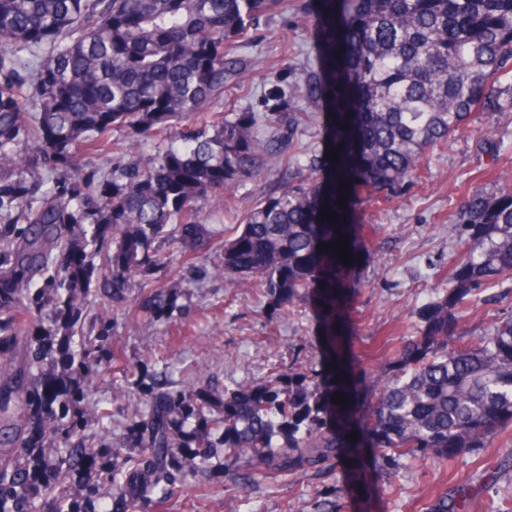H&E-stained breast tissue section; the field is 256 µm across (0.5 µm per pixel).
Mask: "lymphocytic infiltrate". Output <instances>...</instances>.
Masks as SVG:
<instances>
[{"label":"lymphocytic infiltrate","instance_id":"1","mask_svg":"<svg viewBox=\"0 0 512 512\" xmlns=\"http://www.w3.org/2000/svg\"><path fill=\"white\" fill-rule=\"evenodd\" d=\"M33 343L47 368L41 388L32 396L28 435L18 461L9 476L0 478V512H32L36 503L48 498L65 468L70 471L66 512H87L108 468L103 450L81 445L71 448L68 461H61L57 450L48 446L43 425L59 415L67 419L70 432H79L85 422L90 368H74L65 337L37 336Z\"/></svg>","mask_w":512,"mask_h":512}]
</instances>
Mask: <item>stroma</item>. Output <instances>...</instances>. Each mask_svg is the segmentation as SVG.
Returning a JSON list of instances; mask_svg holds the SVG:
<instances>
[{
	"mask_svg": "<svg viewBox=\"0 0 512 512\" xmlns=\"http://www.w3.org/2000/svg\"><path fill=\"white\" fill-rule=\"evenodd\" d=\"M247 64L245 81L229 79L224 95L209 114L251 112L263 115L277 89L290 90L303 77L318 73L320 44L315 0H280L262 16L234 49ZM285 111L300 118L289 140L291 163L307 164L328 144L324 98L287 100ZM285 174L275 167L240 184L224 197V213L208 219L209 244L191 262L174 257L143 277L137 296L167 286L175 293L167 316L139 310L132 301L104 305L90 289L72 344L87 350L98 345L101 323H108L109 361L94 365L86 392L89 423L79 440L103 449L112 460V512H429L440 496L467 501L468 512H512V423L490 433L483 447L464 448L449 457L428 454L418 462L395 459L378 467L377 449H368L369 489L360 493L344 462L324 469L280 472L249 479L242 459L226 457L224 431L211 429L215 446L200 467L180 454L168 460L170 478L153 491L125 493L129 466L147 449L128 443L134 414L147 411L150 394H176L193 386L218 394L232 382L262 383L272 371L316 375L322 368L324 340L316 294L288 313H274L264 290L234 288L216 276L224 239L233 237L243 214L264 195L277 191ZM512 179V116L480 113L447 144L430 149L417 178L384 202L360 197L352 212L360 256L346 279L348 349L356 374L374 378L395 351L423 327L422 311L441 296L445 276L464 251L449 226L472 186L495 190ZM454 338L475 343L498 321L512 315V277L499 279L458 306ZM22 333L0 335V359L9 360L16 390L7 410L26 409L46 368L32 355L30 338L48 323L50 307L21 301Z\"/></svg>",
	"mask_w": 512,
	"mask_h": 512,
	"instance_id": "35a3bbf8",
	"label": "stroma"
}]
</instances>
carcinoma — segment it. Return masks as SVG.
<instances>
[{"mask_svg":"<svg viewBox=\"0 0 512 512\" xmlns=\"http://www.w3.org/2000/svg\"><path fill=\"white\" fill-rule=\"evenodd\" d=\"M277 0H0V334L17 332L22 298L51 307L44 336H72L92 283L106 296H129L134 281L165 263L160 243L196 249L208 230L199 202L279 164L239 112L210 128L186 126L149 164L130 156L98 183L97 199L74 178L77 151L108 157L107 134L131 138L172 131L224 94L245 69L226 48ZM322 78L292 89L319 93L331 107L329 144L303 180L289 178L258 201L224 240V275L263 288L274 311L321 295L327 370L323 390L305 376L273 372L265 384L235 383L208 399L224 425V447L258 471L308 470L347 459L361 476L368 448L377 460L443 457L476 448L512 422V317L471 345H451L453 310L483 286L512 277V188L473 186L461 204L456 237L466 249L451 288L425 308L424 327L405 343L378 381L371 404L361 398L343 341L347 266L331 244L347 236L355 195L392 192L411 181L427 151L490 106L512 112V98L491 87L512 80V0H317ZM34 71L39 111L27 122L12 80ZM347 128H341V125ZM34 145L25 146L27 140ZM348 185L341 186L339 182ZM345 205H337V198ZM338 220L320 219L326 210ZM325 248H319V245ZM100 257V267L93 258ZM173 293H154L158 315ZM340 392L346 405L331 398ZM200 394L157 395L132 419L151 456L128 477L148 490L166 478L172 448L208 447L191 422ZM358 434L357 440L347 438Z\"/></svg>","mask_w":512,"mask_h":512,"instance_id":"obj_1","label":"carcinoma"}]
</instances>
